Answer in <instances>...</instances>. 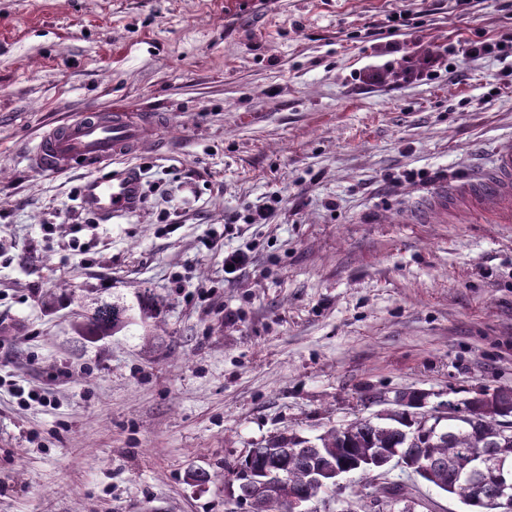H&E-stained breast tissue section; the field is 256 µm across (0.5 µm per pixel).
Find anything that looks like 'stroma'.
Listing matches in <instances>:
<instances>
[{
    "instance_id": "1",
    "label": "stroma",
    "mask_w": 512,
    "mask_h": 512,
    "mask_svg": "<svg viewBox=\"0 0 512 512\" xmlns=\"http://www.w3.org/2000/svg\"><path fill=\"white\" fill-rule=\"evenodd\" d=\"M503 26L492 0H0V512H232L279 434L512 386V224L412 214L512 136V58L460 52ZM115 105L168 123L106 222L89 173L25 152ZM105 301L131 326L77 335Z\"/></svg>"
}]
</instances>
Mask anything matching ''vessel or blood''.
I'll return each instance as SVG.
<instances>
[{"label":"vessel or blood","mask_w":512,"mask_h":512,"mask_svg":"<svg viewBox=\"0 0 512 512\" xmlns=\"http://www.w3.org/2000/svg\"><path fill=\"white\" fill-rule=\"evenodd\" d=\"M160 117L118 107L109 113L86 112L43 133L28 160L42 173L92 172L83 204L112 218L132 213L140 199V178L132 169H117L155 143ZM462 207L489 224L512 223V139L496 148L488 168L436 188L421 201L415 218L434 221L449 208Z\"/></svg>","instance_id":"vessel-or-blood-1"}]
</instances>
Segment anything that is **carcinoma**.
I'll return each instance as SVG.
<instances>
[{"mask_svg":"<svg viewBox=\"0 0 512 512\" xmlns=\"http://www.w3.org/2000/svg\"><path fill=\"white\" fill-rule=\"evenodd\" d=\"M124 313L118 304L102 303L76 324V331L101 340L129 326ZM425 399L421 391L400 392L392 400V417L357 420L346 432L330 428L314 439L282 435L268 446L249 449L235 466L243 476L231 483V498L245 512H287L288 497L318 498L336 487L338 472L380 468L384 454L396 450L413 465V475L459 499L467 512H495L498 488L493 481L475 479L477 462L467 451L477 448L488 461L505 457L512 463V439L505 441L501 435L504 426L512 424V388L480 390L456 401L466 419L460 425H448L441 437L414 421V410L422 408ZM279 471L288 473L287 483L256 493L248 474L268 476ZM314 473L323 478L316 487L310 482ZM381 494L400 497L397 512H415L406 485L387 483Z\"/></svg>","mask_w":512,"mask_h":512,"instance_id":"cac0c4a2","label":"carcinoma"}]
</instances>
